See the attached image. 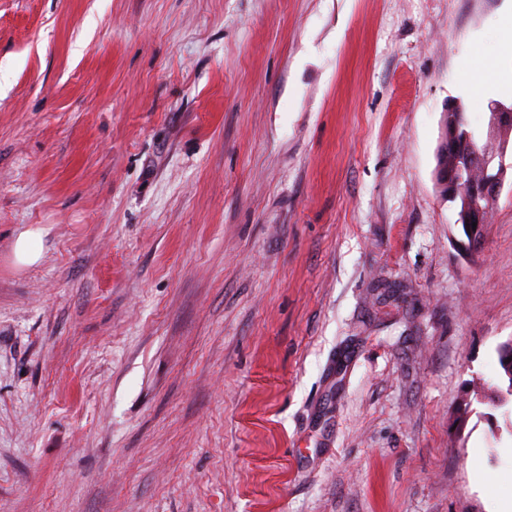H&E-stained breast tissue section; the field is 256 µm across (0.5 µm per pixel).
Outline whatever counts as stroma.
Masks as SVG:
<instances>
[{
    "mask_svg": "<svg viewBox=\"0 0 512 512\" xmlns=\"http://www.w3.org/2000/svg\"><path fill=\"white\" fill-rule=\"evenodd\" d=\"M511 12L0 0V512L511 500L512 184L465 258L435 179ZM14 256L22 266L37 263L42 256L41 233L33 230L21 232L14 243Z\"/></svg>",
    "mask_w": 512,
    "mask_h": 512,
    "instance_id": "obj_1",
    "label": "stroma"
}]
</instances>
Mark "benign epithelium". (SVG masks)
Here are the masks:
<instances>
[{"mask_svg":"<svg viewBox=\"0 0 512 512\" xmlns=\"http://www.w3.org/2000/svg\"><path fill=\"white\" fill-rule=\"evenodd\" d=\"M457 112L458 104L450 103L443 113L442 126L447 128V135L441 149L452 162L443 170L442 176L448 189L447 198L455 204V224L465 227L469 237L468 242L458 243L460 251L467 255L480 239L486 212L497 202L508 173L512 172V161H507L506 145L490 151L472 144L466 152H459ZM473 223L476 224L474 228L471 227Z\"/></svg>","mask_w":512,"mask_h":512,"instance_id":"7a95c632","label":"benign epithelium"}]
</instances>
